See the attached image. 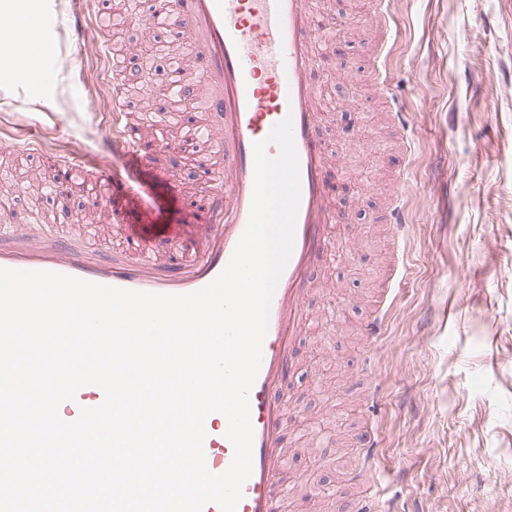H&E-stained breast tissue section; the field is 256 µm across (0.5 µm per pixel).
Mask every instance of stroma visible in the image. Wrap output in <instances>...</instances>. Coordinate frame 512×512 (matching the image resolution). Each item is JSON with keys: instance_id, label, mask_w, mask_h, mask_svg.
I'll return each mask as SVG.
<instances>
[{"instance_id": "stroma-1", "label": "stroma", "mask_w": 512, "mask_h": 512, "mask_svg": "<svg viewBox=\"0 0 512 512\" xmlns=\"http://www.w3.org/2000/svg\"><path fill=\"white\" fill-rule=\"evenodd\" d=\"M345 21L344 54L314 81L338 108L354 111L349 135L335 118L321 133L335 153L336 185L349 186L344 221L331 226L339 257L316 263L298 338L295 372L285 387L293 417L281 481L280 512H308L322 486L335 490L327 512H353L367 486L350 475L360 460L367 418L377 414L376 491L397 512H512V0H392L398 32L386 59L388 88L411 115L412 152L388 118L372 67L379 53L370 0H325ZM99 42L98 56L72 55L59 39L54 60L38 50L31 72L0 74V168L16 189L0 225L21 213L53 225L58 201L68 213L86 200L74 187L54 192L66 142L96 149L112 131L91 100L111 94V32H100L98 0H56L59 32L73 8ZM52 102L26 100L31 74ZM43 137L29 151L26 131ZM159 208L153 224L185 237L196 216L154 168L139 167ZM406 178L410 234L406 274L384 310L377 341L363 328L391 256L388 226L377 214ZM380 405L369 412L366 393Z\"/></svg>"}]
</instances>
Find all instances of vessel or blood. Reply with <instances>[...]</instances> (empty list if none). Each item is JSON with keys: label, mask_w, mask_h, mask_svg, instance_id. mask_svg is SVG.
I'll list each match as a JSON object with an SVG mask.
<instances>
[{"label": "vessel or blood", "mask_w": 512, "mask_h": 512, "mask_svg": "<svg viewBox=\"0 0 512 512\" xmlns=\"http://www.w3.org/2000/svg\"><path fill=\"white\" fill-rule=\"evenodd\" d=\"M321 17L316 0H176L170 9L128 13L130 24L143 26L149 36L167 32L173 45L200 59L205 68L199 115L182 122L181 138L206 145L208 165L219 171L220 179L212 190L190 198L199 218L198 233L181 248L177 265L160 261L153 251L156 241L176 238L174 228L157 224L148 232L131 220V209L154 210L152 187L133 173L90 176L89 151L76 141L67 149L58 183L87 182L86 222L93 225L104 216L115 223L123 245L121 255L102 261L84 253L75 241L39 227L0 226V242L8 238L17 243L13 249L0 246V268L56 272L159 294L196 291L221 274L246 229L255 142L266 141L274 125L291 119L300 188L294 245L271 299L262 361L249 391L252 474L243 485L236 512H277L282 490L276 477L287 459L283 442L287 406L282 392L295 366L312 266L333 251L329 227L341 218L328 181L313 78L314 41ZM112 98V140L104 145L102 157L128 154L152 166L162 156L168 160L165 177L176 181L178 152L163 141L145 138L129 123L121 86H113ZM266 153L277 156L279 148L267 143ZM381 221L392 228L395 251H402L408 230L403 206L393 204ZM227 427L220 413L210 414L205 421V463L215 474L226 471L233 460Z\"/></svg>", "instance_id": "obj_1"}]
</instances>
